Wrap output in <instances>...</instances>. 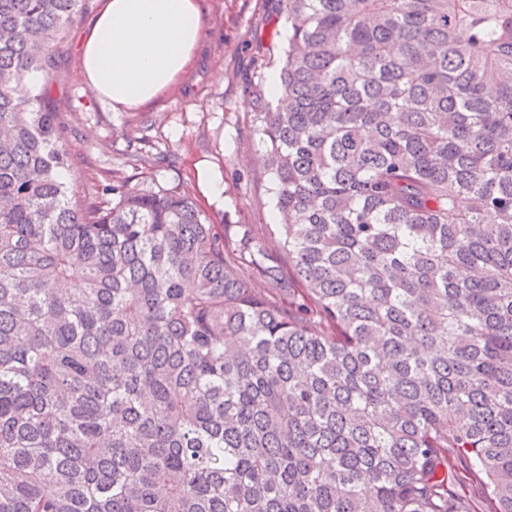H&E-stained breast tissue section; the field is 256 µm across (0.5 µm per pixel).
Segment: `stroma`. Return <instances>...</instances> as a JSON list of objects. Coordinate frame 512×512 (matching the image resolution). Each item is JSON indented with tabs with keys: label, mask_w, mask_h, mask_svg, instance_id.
I'll return each mask as SVG.
<instances>
[{
	"label": "stroma",
	"mask_w": 512,
	"mask_h": 512,
	"mask_svg": "<svg viewBox=\"0 0 512 512\" xmlns=\"http://www.w3.org/2000/svg\"><path fill=\"white\" fill-rule=\"evenodd\" d=\"M203 42L189 76L155 103L113 111L79 75V44L101 0H89L65 53L35 86L56 114L66 172L80 195L113 180L190 196L207 221L245 224L260 240L279 223L247 83L267 85L288 49L281 0H201ZM224 185L210 194L207 177Z\"/></svg>",
	"instance_id": "stroma-1"
}]
</instances>
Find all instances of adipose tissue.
Wrapping results in <instances>:
<instances>
[{"label":"adipose tissue","instance_id":"1","mask_svg":"<svg viewBox=\"0 0 512 512\" xmlns=\"http://www.w3.org/2000/svg\"><path fill=\"white\" fill-rule=\"evenodd\" d=\"M203 38L199 0H102L81 74L113 109H135L185 78Z\"/></svg>","mask_w":512,"mask_h":512}]
</instances>
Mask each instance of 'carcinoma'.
Listing matches in <instances>:
<instances>
[{
    "mask_svg": "<svg viewBox=\"0 0 512 512\" xmlns=\"http://www.w3.org/2000/svg\"><path fill=\"white\" fill-rule=\"evenodd\" d=\"M280 2L286 274L79 196L33 91L87 0H0V512H512V0Z\"/></svg>",
    "mask_w": 512,
    "mask_h": 512,
    "instance_id": "obj_1",
    "label": "carcinoma"
}]
</instances>
